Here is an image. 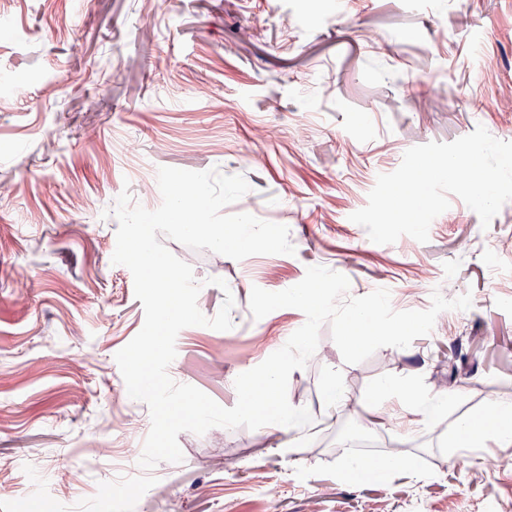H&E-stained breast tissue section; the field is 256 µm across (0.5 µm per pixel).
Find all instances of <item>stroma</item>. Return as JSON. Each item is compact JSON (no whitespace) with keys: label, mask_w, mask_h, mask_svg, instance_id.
Returning a JSON list of instances; mask_svg holds the SVG:
<instances>
[{"label":"stroma","mask_w":512,"mask_h":512,"mask_svg":"<svg viewBox=\"0 0 512 512\" xmlns=\"http://www.w3.org/2000/svg\"><path fill=\"white\" fill-rule=\"evenodd\" d=\"M0 35V512H512V447H450L460 417L512 398V201L489 227L458 197L428 242L373 243L351 221L378 175L410 147L484 126L512 129V0H8ZM56 86L42 95L44 84ZM214 97L199 98L197 86ZM27 96H20L19 88ZM273 127L276 138H263ZM170 166L244 176L227 213L286 225L291 255L236 261L190 252L206 317L233 294V327L180 331L168 368L219 405L236 377L305 322L261 319L252 287L299 283L307 267L345 275L349 296L384 288L394 310L433 291L471 293L429 335L345 363L329 326L292 372L288 400L318 426L179 434L182 463L143 470L126 451L150 430L116 353L142 328L128 268L111 261L122 190L153 210ZM226 288L211 285V278ZM418 399L452 392L444 414L407 430L369 411L388 383ZM345 397L321 422L332 388ZM409 476L341 472L345 446L368 459L392 444ZM503 464L490 470L487 456ZM124 479L130 490L120 489Z\"/></svg>","instance_id":"35a3bbf8"}]
</instances>
